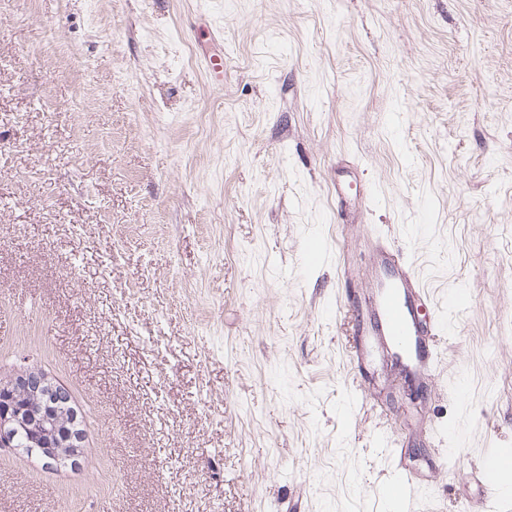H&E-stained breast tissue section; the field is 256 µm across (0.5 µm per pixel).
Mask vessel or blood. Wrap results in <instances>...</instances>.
Listing matches in <instances>:
<instances>
[{"label":"vessel or blood","instance_id":"1","mask_svg":"<svg viewBox=\"0 0 512 512\" xmlns=\"http://www.w3.org/2000/svg\"><path fill=\"white\" fill-rule=\"evenodd\" d=\"M371 248L379 275L378 292L365 301L356 294L347 296L345 301L347 311L360 325L353 360L363 362L368 341L373 338L379 344L397 348L406 360L407 375L431 377L438 362L433 338L442 333L443 325L440 318L426 321L420 316L421 302L428 299L429 293L393 241L378 237ZM385 491L396 496L400 512H407L420 488L411 474L399 467Z\"/></svg>","mask_w":512,"mask_h":512}]
</instances>
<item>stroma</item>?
<instances>
[{"label":"stroma","instance_id":"obj_1","mask_svg":"<svg viewBox=\"0 0 512 512\" xmlns=\"http://www.w3.org/2000/svg\"><path fill=\"white\" fill-rule=\"evenodd\" d=\"M377 235L447 324L419 402L387 350L353 368ZM31 369L84 446L0 449V512H391L395 448L416 512H512L479 475L512 456V0H0V381Z\"/></svg>","mask_w":512,"mask_h":512}]
</instances>
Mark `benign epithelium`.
<instances>
[{"label": "benign epithelium", "mask_w": 512, "mask_h": 512, "mask_svg": "<svg viewBox=\"0 0 512 512\" xmlns=\"http://www.w3.org/2000/svg\"><path fill=\"white\" fill-rule=\"evenodd\" d=\"M51 382L40 373L28 371L0 387V447L8 448L15 433L27 435L30 447L50 455H64L80 447L82 435L75 416L55 410L54 418L44 413L40 394Z\"/></svg>", "instance_id": "obj_1"}]
</instances>
